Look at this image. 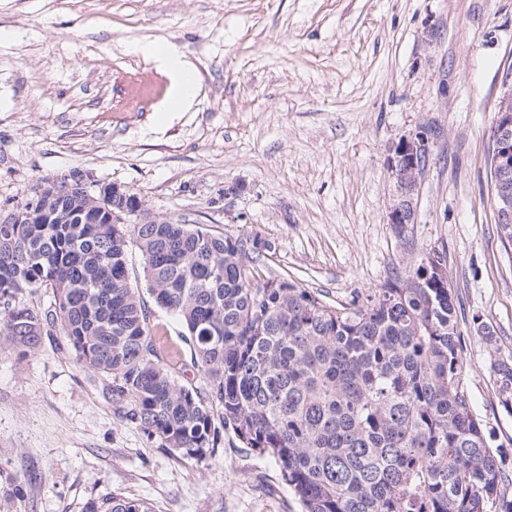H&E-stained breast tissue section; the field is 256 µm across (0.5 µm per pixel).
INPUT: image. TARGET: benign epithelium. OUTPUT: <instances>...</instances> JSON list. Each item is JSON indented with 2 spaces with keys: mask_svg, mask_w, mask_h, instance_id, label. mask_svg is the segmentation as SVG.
<instances>
[{
  "mask_svg": "<svg viewBox=\"0 0 512 512\" xmlns=\"http://www.w3.org/2000/svg\"><path fill=\"white\" fill-rule=\"evenodd\" d=\"M504 92L497 106L495 118L498 138L497 161L499 183L508 180L512 172V82L504 80ZM433 136L431 128L420 125L405 135L397 149L386 159V167L395 182L396 193L389 212V223L407 224L406 215L416 212V190L423 174L422 168L413 163L418 156H431ZM112 222L115 224H137L143 220L145 205L141 199L130 197L128 189L117 183L111 184Z\"/></svg>",
  "mask_w": 512,
  "mask_h": 512,
  "instance_id": "7a95c632",
  "label": "benign epithelium"
}]
</instances>
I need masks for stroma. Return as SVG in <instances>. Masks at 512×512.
I'll return each instance as SVG.
<instances>
[{
  "mask_svg": "<svg viewBox=\"0 0 512 512\" xmlns=\"http://www.w3.org/2000/svg\"><path fill=\"white\" fill-rule=\"evenodd\" d=\"M154 41L198 85L166 121L170 80L135 50ZM510 71L512 0H0V206L79 170L163 217L259 236L272 248L258 276L332 304L445 249L472 412L512 448L490 372L512 355V245L489 174ZM421 124L432 155L416 220L399 227L386 158ZM146 306L182 383L199 385L179 318ZM114 491L156 512H299L273 458L228 435L215 459L175 460L54 339L0 340V512H81Z\"/></svg>",
  "mask_w": 512,
  "mask_h": 512,
  "instance_id": "stroma-1",
  "label": "stroma"
}]
</instances>
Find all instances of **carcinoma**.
Wrapping results in <instances>:
<instances>
[{
  "label": "carcinoma",
  "mask_w": 512,
  "mask_h": 512,
  "mask_svg": "<svg viewBox=\"0 0 512 512\" xmlns=\"http://www.w3.org/2000/svg\"><path fill=\"white\" fill-rule=\"evenodd\" d=\"M74 171L40 180L0 223V335L28 350L61 336L109 380L117 416L176 460L216 458L224 434L274 458L300 512H512V448L490 449L462 378L455 299L426 251L361 300L330 305L288 278L262 281L269 244L166 218L112 223ZM182 321L205 392L179 381L149 327ZM512 408V356L490 366ZM82 512H154L112 493Z\"/></svg>",
  "instance_id": "cac0c4a2"
}]
</instances>
